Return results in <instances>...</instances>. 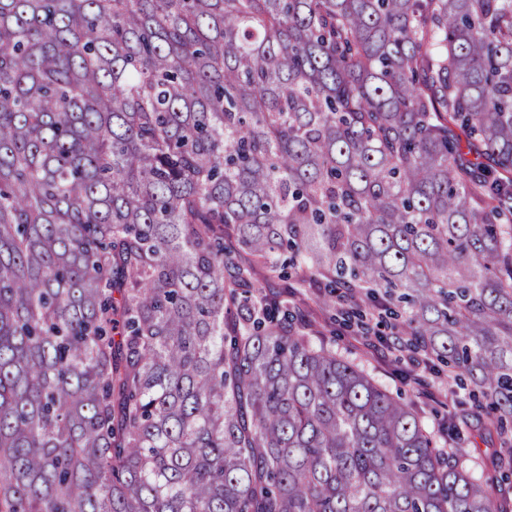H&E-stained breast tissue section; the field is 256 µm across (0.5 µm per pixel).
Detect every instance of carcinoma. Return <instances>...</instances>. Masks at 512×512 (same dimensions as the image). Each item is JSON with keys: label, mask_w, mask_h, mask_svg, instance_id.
Returning a JSON list of instances; mask_svg holds the SVG:
<instances>
[{"label": "carcinoma", "mask_w": 512, "mask_h": 512, "mask_svg": "<svg viewBox=\"0 0 512 512\" xmlns=\"http://www.w3.org/2000/svg\"><path fill=\"white\" fill-rule=\"evenodd\" d=\"M290 269L400 306L471 411L430 426L315 341ZM465 429L509 447L482 480ZM508 484L512 0H0V512Z\"/></svg>", "instance_id": "carcinoma-1"}]
</instances>
